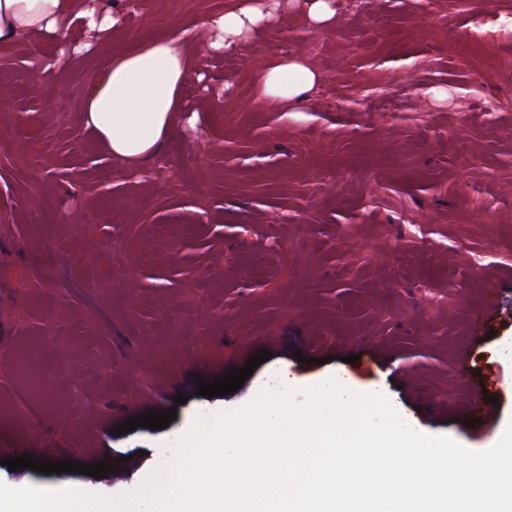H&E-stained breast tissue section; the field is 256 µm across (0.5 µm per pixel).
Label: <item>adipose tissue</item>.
<instances>
[{"label":"adipose tissue","instance_id":"1","mask_svg":"<svg viewBox=\"0 0 512 512\" xmlns=\"http://www.w3.org/2000/svg\"><path fill=\"white\" fill-rule=\"evenodd\" d=\"M259 0L211 16L207 22L210 49H224L252 26L270 21ZM117 18L99 10L95 0H0V53L42 39L68 40L72 56L90 48V35H108ZM191 45L179 36L159 35L107 52L88 84L81 121L117 161L139 165L157 159L175 125L196 124L183 99ZM317 74L293 57L266 74L269 96L298 99L309 91Z\"/></svg>","mask_w":512,"mask_h":512}]
</instances>
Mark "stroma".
<instances>
[{
	"label": "stroma",
	"mask_w": 512,
	"mask_h": 512,
	"mask_svg": "<svg viewBox=\"0 0 512 512\" xmlns=\"http://www.w3.org/2000/svg\"><path fill=\"white\" fill-rule=\"evenodd\" d=\"M226 5L140 0L132 23L114 0L110 46L198 30ZM466 41L464 18L439 2L424 13L419 0H363L320 28L279 0L221 58L194 41L183 97L199 122L134 168L80 123L99 53L56 69L60 110L28 77L62 44L12 51L0 65V482L132 492L197 409L329 370L382 389L424 431L484 450L512 421V360L498 347L512 336V30L476 51ZM300 55L315 89L270 99L267 71ZM462 71L479 72L496 111L454 98ZM367 80L379 97L356 111L318 98ZM199 167L212 173L204 199L190 179ZM21 347L38 350L54 396L26 393L12 370ZM263 350L271 359L236 393L197 395ZM172 408L169 427L114 432ZM25 453L137 464L100 478L2 466Z\"/></svg>",
	"instance_id": "1"
}]
</instances>
